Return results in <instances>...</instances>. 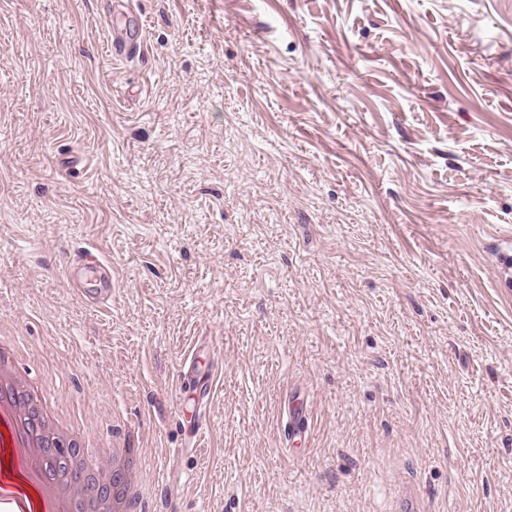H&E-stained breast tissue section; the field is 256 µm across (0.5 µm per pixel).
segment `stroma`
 Masks as SVG:
<instances>
[{
  "label": "stroma",
  "mask_w": 512,
  "mask_h": 512,
  "mask_svg": "<svg viewBox=\"0 0 512 512\" xmlns=\"http://www.w3.org/2000/svg\"><path fill=\"white\" fill-rule=\"evenodd\" d=\"M133 6L146 46L115 62L96 0H0L19 376L130 435L148 512H391L405 480L512 512V0ZM88 250L101 304L64 273Z\"/></svg>",
  "instance_id": "stroma-1"
}]
</instances>
